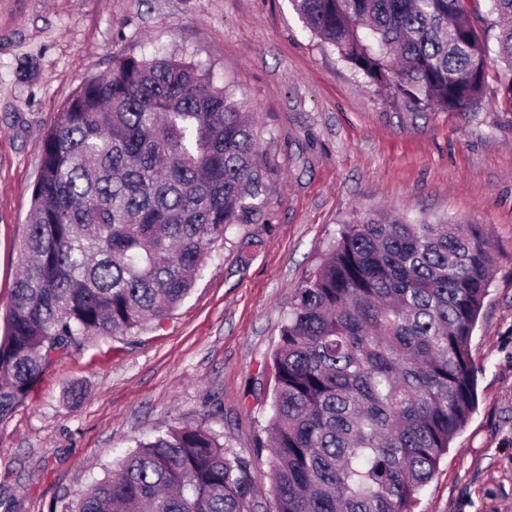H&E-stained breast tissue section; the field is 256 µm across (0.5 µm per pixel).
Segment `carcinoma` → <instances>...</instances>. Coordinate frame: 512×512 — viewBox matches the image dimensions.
<instances>
[{
	"label": "carcinoma",
	"mask_w": 512,
	"mask_h": 512,
	"mask_svg": "<svg viewBox=\"0 0 512 512\" xmlns=\"http://www.w3.org/2000/svg\"><path fill=\"white\" fill-rule=\"evenodd\" d=\"M338 59L414 110L471 112L490 54L512 100V0H290ZM251 113L171 53L121 56L44 135L0 337V423L57 357L161 323L209 246L267 205ZM488 228L358 212L295 288L272 357L273 512H413L476 403ZM183 423L50 512H254L248 464Z\"/></svg>",
	"instance_id": "carcinoma-1"
}]
</instances>
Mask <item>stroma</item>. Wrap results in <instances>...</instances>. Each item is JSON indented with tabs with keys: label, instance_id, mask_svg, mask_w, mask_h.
<instances>
[{
	"label": "stroma",
	"instance_id": "obj_1",
	"mask_svg": "<svg viewBox=\"0 0 512 512\" xmlns=\"http://www.w3.org/2000/svg\"><path fill=\"white\" fill-rule=\"evenodd\" d=\"M179 53L252 112L269 198L211 247L164 320L45 369L0 424V512H48L102 478L132 439L206 421L250 464L255 512L273 478L257 396L306 269L352 211L461 218L498 258L471 348L478 407L416 512H512V112L496 65L471 112L411 111L338 60L288 0H0V333L19 273L42 138L116 55Z\"/></svg>",
	"mask_w": 512,
	"mask_h": 512
}]
</instances>
